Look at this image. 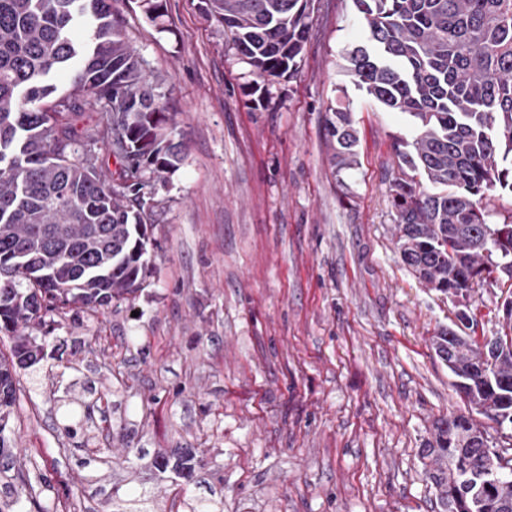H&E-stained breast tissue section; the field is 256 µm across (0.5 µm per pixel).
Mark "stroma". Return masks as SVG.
I'll use <instances>...</instances> for the list:
<instances>
[{
    "instance_id": "stroma-1",
    "label": "stroma",
    "mask_w": 512,
    "mask_h": 512,
    "mask_svg": "<svg viewBox=\"0 0 512 512\" xmlns=\"http://www.w3.org/2000/svg\"><path fill=\"white\" fill-rule=\"evenodd\" d=\"M116 0L162 87L181 145L153 176L157 246L133 299L34 327L43 358L20 374L4 434L22 506L112 512V491L173 497L157 456L205 455L188 496L224 512H438L421 450L465 407L429 346L459 305L402 262L389 182L409 117L357 89L344 54L365 44L352 0H313L298 75L252 74L201 0ZM350 109L358 166L337 172L328 108ZM500 288L467 301L477 335L501 331ZM83 422L64 430L66 411ZM103 447L88 458L86 441Z\"/></svg>"
}]
</instances>
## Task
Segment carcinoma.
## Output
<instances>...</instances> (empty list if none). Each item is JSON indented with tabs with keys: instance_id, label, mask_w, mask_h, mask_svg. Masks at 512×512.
Returning a JSON list of instances; mask_svg holds the SVG:
<instances>
[{
	"instance_id": "1",
	"label": "carcinoma",
	"mask_w": 512,
	"mask_h": 512,
	"mask_svg": "<svg viewBox=\"0 0 512 512\" xmlns=\"http://www.w3.org/2000/svg\"><path fill=\"white\" fill-rule=\"evenodd\" d=\"M368 45L347 53L345 71L380 105L407 114L413 136L392 138L390 182L397 249L420 282L470 296L512 277V213L498 222L492 200L512 196V0H352ZM205 17L229 31L243 63L260 77L293 78L310 26L312 0H204ZM89 16L78 43L71 27ZM69 88L55 95V72ZM165 79H147L112 0H0V458L12 456L2 433L16 402L18 371L42 360L38 337L23 332L65 310L96 312L130 299L152 265L154 206L146 174L180 161L166 112ZM104 111L79 129L77 119ZM324 130L336 171L358 165L351 112L329 109ZM119 163L107 182L99 144ZM509 331L478 341L451 327L430 347L455 377L468 412L434 425L424 448L443 512H512V457L473 418L512 430V301ZM202 459L155 461L171 482ZM146 495L112 494V512ZM224 504L180 500L181 512H221Z\"/></svg>"
}]
</instances>
